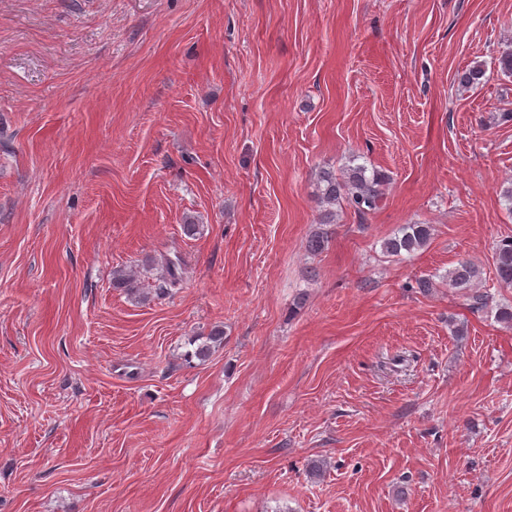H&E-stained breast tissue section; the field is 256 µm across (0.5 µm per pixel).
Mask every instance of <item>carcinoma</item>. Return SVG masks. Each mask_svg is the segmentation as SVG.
Here are the masks:
<instances>
[{
    "label": "carcinoma",
    "instance_id": "cac0c4a2",
    "mask_svg": "<svg viewBox=\"0 0 512 512\" xmlns=\"http://www.w3.org/2000/svg\"><path fill=\"white\" fill-rule=\"evenodd\" d=\"M318 227L308 240V248L312 252L325 249L329 243V232L325 226L336 223V206L345 203L360 215H365L378 208L381 202L388 176L379 170H370L363 164H349L341 174L328 169H321L316 174ZM432 235L430 224H406L399 233L386 239L382 248L390 255L399 257L409 255L427 245ZM494 268L497 283L512 288V237L498 241L495 249ZM180 259L166 260V275L160 289L166 291L180 285ZM482 282V270L470 262H462L448 271V287L469 292V298L476 307H484L489 302L488 292L478 288ZM112 287L122 288L133 297H141L138 275L133 271L117 269L112 273ZM224 341V330L216 327L210 331L206 341L187 353L188 358L207 360L216 345Z\"/></svg>",
    "mask_w": 512,
    "mask_h": 512
}]
</instances>
